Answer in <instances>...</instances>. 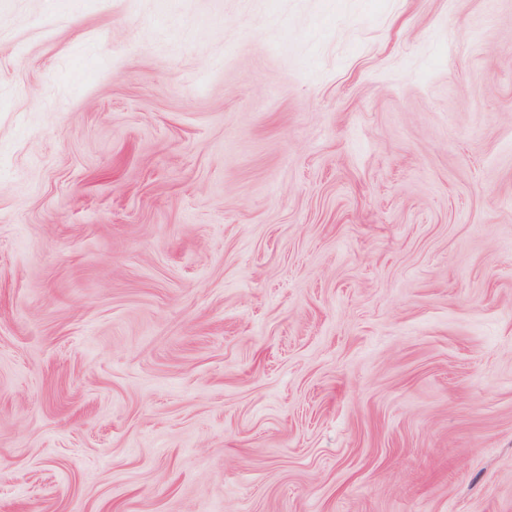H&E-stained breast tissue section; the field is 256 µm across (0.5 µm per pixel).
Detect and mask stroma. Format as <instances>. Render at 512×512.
Listing matches in <instances>:
<instances>
[{
    "label": "stroma",
    "mask_w": 512,
    "mask_h": 512,
    "mask_svg": "<svg viewBox=\"0 0 512 512\" xmlns=\"http://www.w3.org/2000/svg\"><path fill=\"white\" fill-rule=\"evenodd\" d=\"M0 512H512V0H0Z\"/></svg>",
    "instance_id": "stroma-1"
}]
</instances>
